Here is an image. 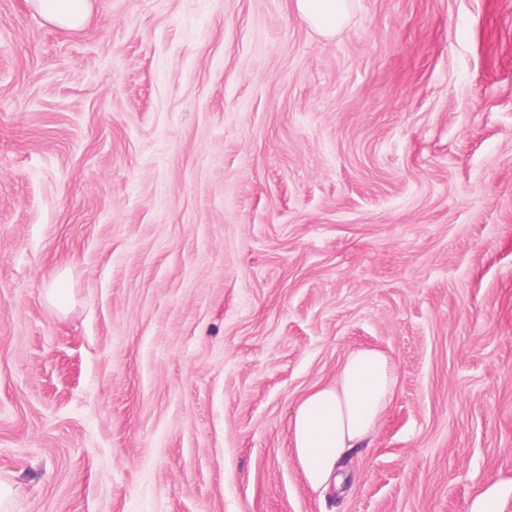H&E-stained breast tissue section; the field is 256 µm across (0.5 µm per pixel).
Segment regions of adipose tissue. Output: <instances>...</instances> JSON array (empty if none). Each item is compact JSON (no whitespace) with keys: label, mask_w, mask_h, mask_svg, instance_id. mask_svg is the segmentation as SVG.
<instances>
[{"label":"adipose tissue","mask_w":512,"mask_h":512,"mask_svg":"<svg viewBox=\"0 0 512 512\" xmlns=\"http://www.w3.org/2000/svg\"><path fill=\"white\" fill-rule=\"evenodd\" d=\"M47 21L74 29L85 20L90 0H29ZM353 0H295L301 20L331 37L346 24ZM396 387L395 367L382 351L350 352L332 383L316 387L297 403L290 420L291 444L307 484H331L346 453L373 435Z\"/></svg>","instance_id":"adipose-tissue-1"}]
</instances>
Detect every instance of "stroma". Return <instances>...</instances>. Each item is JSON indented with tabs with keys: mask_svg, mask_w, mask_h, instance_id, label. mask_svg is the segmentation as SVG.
<instances>
[{
	"mask_svg": "<svg viewBox=\"0 0 512 512\" xmlns=\"http://www.w3.org/2000/svg\"><path fill=\"white\" fill-rule=\"evenodd\" d=\"M91 4L0 0L11 512H512V0ZM359 347L395 397L316 491ZM31 7L47 21L58 26L75 29L85 20L89 0H28ZM294 2L300 19L328 37L342 30L354 4L353 0H295ZM395 367L382 351L350 352L332 383L315 387L297 403L291 444L307 484L328 488L346 453L370 439L391 402Z\"/></svg>",
	"mask_w": 512,
	"mask_h": 512,
	"instance_id": "stroma-1",
	"label": "stroma"
}]
</instances>
